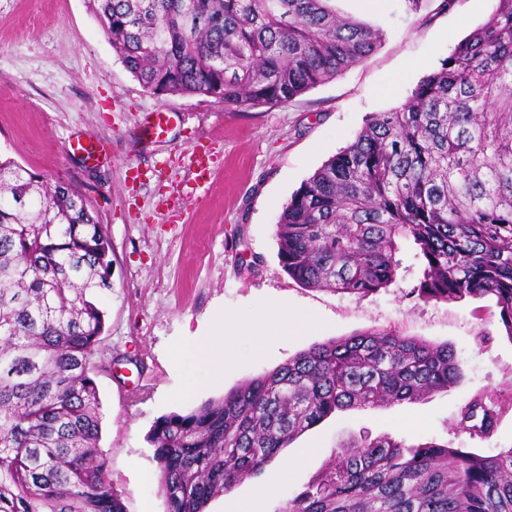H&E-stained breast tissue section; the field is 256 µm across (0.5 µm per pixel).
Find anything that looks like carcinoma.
<instances>
[{
  "label": "carcinoma",
  "mask_w": 512,
  "mask_h": 512,
  "mask_svg": "<svg viewBox=\"0 0 512 512\" xmlns=\"http://www.w3.org/2000/svg\"><path fill=\"white\" fill-rule=\"evenodd\" d=\"M335 0H92L105 37L150 93L236 110L289 102L370 56L377 23ZM422 260L418 295L492 296L512 336V0L421 78L400 106L304 180L278 219L279 263L310 288L393 284L399 242ZM112 240L86 193L0 160V512H126L100 448L97 297ZM463 377L446 344L372 330L315 344L147 434L167 512L260 472L329 415L417 400ZM476 400L463 429L487 438ZM282 512H512V448L494 455L363 436Z\"/></svg>",
  "instance_id": "obj_1"
}]
</instances>
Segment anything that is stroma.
<instances>
[{"mask_svg": "<svg viewBox=\"0 0 512 512\" xmlns=\"http://www.w3.org/2000/svg\"><path fill=\"white\" fill-rule=\"evenodd\" d=\"M495 5L458 0L452 10L431 5L417 16L403 0H385L376 13L362 0H336L342 13L382 24L381 46L288 103L230 111L212 98L145 90L104 37L89 0H0V157L50 182L83 186L112 238V288L99 297L106 320L97 356L104 366L96 375L99 446L126 512H167L146 440L157 418L220 397L312 345L377 329L448 344L462 380L418 400L330 415L207 512L258 494L261 512H281L341 443L363 435L487 455L512 448V338L494 298L419 299L422 263L406 241L386 289L357 297L308 288L282 270L276 237L302 181L351 142L367 116L402 103ZM157 112L166 132L151 138L143 127ZM74 134L101 141L105 155L90 161L68 151ZM200 160L211 177H196ZM275 299L310 314L311 326L248 350L235 323L258 321ZM205 336L224 339L223 378L193 376L181 355ZM477 398L500 407L487 438L459 427ZM285 465L287 479L269 486Z\"/></svg>", "mask_w": 512, "mask_h": 512, "instance_id": "1", "label": "stroma"}]
</instances>
